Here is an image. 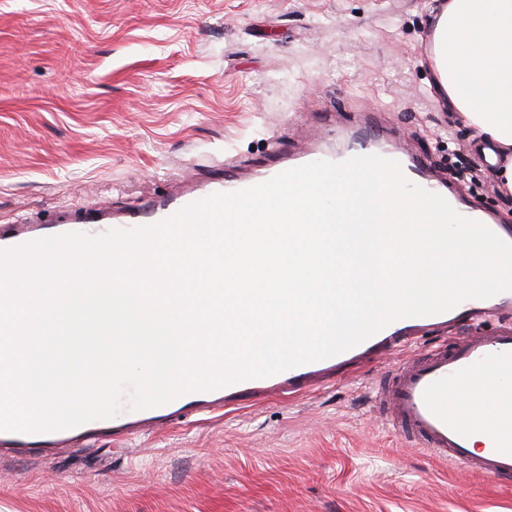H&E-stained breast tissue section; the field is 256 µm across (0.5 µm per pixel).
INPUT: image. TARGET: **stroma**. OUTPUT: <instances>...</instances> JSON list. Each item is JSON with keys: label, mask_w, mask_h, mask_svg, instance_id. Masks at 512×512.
Instances as JSON below:
<instances>
[{"label": "stroma", "mask_w": 512, "mask_h": 512, "mask_svg": "<svg viewBox=\"0 0 512 512\" xmlns=\"http://www.w3.org/2000/svg\"><path fill=\"white\" fill-rule=\"evenodd\" d=\"M435 0H0V225L245 177L374 114L462 202L512 225L503 160L486 163L440 93ZM338 369L290 399L144 429L94 453L0 458V512H512L496 483L420 451L367 406L420 351Z\"/></svg>", "instance_id": "35a3bbf8"}]
</instances>
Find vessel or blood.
<instances>
[{"mask_svg": "<svg viewBox=\"0 0 512 512\" xmlns=\"http://www.w3.org/2000/svg\"><path fill=\"white\" fill-rule=\"evenodd\" d=\"M365 155L396 161L403 177L411 184L427 185L435 193L441 188L418 160L401 153L383 135L353 134L351 146L338 154L337 159L343 162ZM271 177L268 171L248 178L228 176L223 183L212 186L211 191L215 194L235 192L262 184ZM198 200L197 194L188 192L144 205L139 211L119 218L98 209H89L81 213L78 221L85 224L87 235L100 236L113 229L159 224ZM56 233L52 224L39 227L14 224L8 230H0V251L18 248ZM486 310L512 311V291L485 299H468L451 310L434 315L392 320L369 339L340 354L268 377L251 378L212 390L182 393L165 404L150 408L147 421L157 427H166L195 415L215 414L243 391L262 399L300 394L323 382L338 364L356 360L375 350L394 352L414 335L458 324ZM477 377L494 390L512 386L511 322L500 323L491 333L475 331L455 337L450 347L427 351L423 358L406 362L397 370L385 373L376 384L374 408L381 421L414 447L485 478L507 480L512 478V432L501 428L477 430L465 411L448 402L450 391ZM100 432L99 423L95 420L46 433L41 441L31 431L0 430V447L30 448L38 445L66 452L81 445H91Z\"/></svg>", "mask_w": 512, "mask_h": 512, "instance_id": "b4317fda", "label": "vessel or blood"}]
</instances>
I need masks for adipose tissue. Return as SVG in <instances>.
Returning <instances> with one entry per match:
<instances>
[{"instance_id": "ef3b65f1", "label": "adipose tissue", "mask_w": 512, "mask_h": 512, "mask_svg": "<svg viewBox=\"0 0 512 512\" xmlns=\"http://www.w3.org/2000/svg\"><path fill=\"white\" fill-rule=\"evenodd\" d=\"M433 66L451 106L507 159L512 190V0H444L434 27ZM449 402L473 414L477 426L512 428L496 413L512 394L472 382L449 392Z\"/></svg>"}]
</instances>
